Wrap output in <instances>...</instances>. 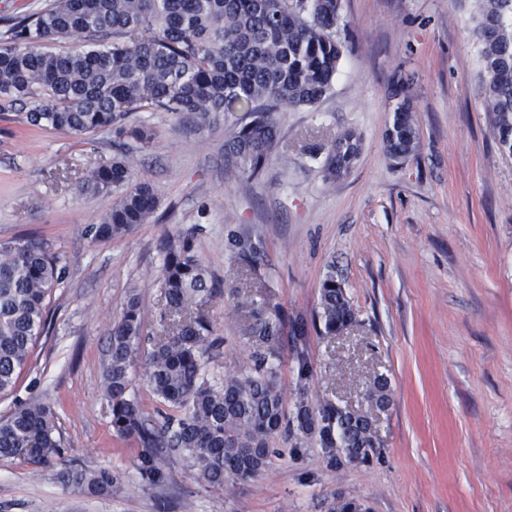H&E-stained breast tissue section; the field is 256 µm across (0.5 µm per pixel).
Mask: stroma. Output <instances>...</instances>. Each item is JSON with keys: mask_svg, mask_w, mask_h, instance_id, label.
Wrapping results in <instances>:
<instances>
[{"mask_svg": "<svg viewBox=\"0 0 512 512\" xmlns=\"http://www.w3.org/2000/svg\"><path fill=\"white\" fill-rule=\"evenodd\" d=\"M336 38L344 57L330 96L312 108L277 113V145L261 176L246 179L224 153L245 120L225 112L209 123L171 112H137L151 127L141 164L160 198L151 223L95 242L84 228L112 195H76L83 169L132 147L102 132L86 139L32 127L25 107L0 115V242L40 238L60 258L63 282L51 323L0 418L22 403L54 407L63 453L40 473L0 460V512H328L336 494L367 512H512V157L502 154L476 95L480 46L476 0H341ZM406 82L421 133L417 154L390 158L384 136L392 92ZM361 140L349 175L326 186L314 145L345 131ZM189 232L221 287L209 308L217 346L205 376L220 385L246 369L255 350L243 298L261 293L284 317L279 384L296 400L295 361L313 367L310 397L347 408L385 375L391 404L375 418L377 453L365 463L328 466L321 449L281 431L260 477L218 489L196 480L180 457L169 480L142 486L139 447L112 429L102 389L105 325L129 292L141 301L146 334L166 306L160 285L165 236ZM258 248L256 267L231 243ZM355 312L336 336L309 330L298 345L292 324L313 322L327 277ZM146 343L135 347L130 394L150 419L173 409L142 377ZM106 468L111 492L92 495L62 482L71 466Z\"/></svg>", "mask_w": 512, "mask_h": 512, "instance_id": "1", "label": "stroma"}]
</instances>
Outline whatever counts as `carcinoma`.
I'll return each mask as SVG.
<instances>
[{
	"label": "carcinoma",
	"instance_id": "carcinoma-1",
	"mask_svg": "<svg viewBox=\"0 0 512 512\" xmlns=\"http://www.w3.org/2000/svg\"><path fill=\"white\" fill-rule=\"evenodd\" d=\"M478 2L481 93L492 139L511 156L512 0ZM339 21L340 0H53L49 8L14 22L0 40V112L29 102L31 126L80 138L112 130L143 148L154 133L127 124L134 112H186L205 121L237 109L248 113L249 122L225 140L224 151L254 179L276 146L275 113L312 107L331 93L343 55L336 41ZM89 37L101 45L49 48ZM392 97L386 152L402 159L418 149L420 129L404 91L397 89ZM360 152V139L346 131L312 158L321 159L323 181L333 184L348 175ZM75 189L80 195L118 192L112 206L85 227L94 241L150 223L157 209L156 190L132 148L81 172ZM161 250L166 308L161 329L149 339L143 378L159 399L180 411L178 419L156 423L129 397L134 345L144 332L139 297L130 296L107 328L111 350L103 385L112 404V429L140 445L136 469L142 485L167 483L164 453L170 451L187 459L192 475L212 487L253 480L269 464L270 437L283 427L300 435L297 442L321 448L338 468L373 456L377 440L366 412L309 398L312 368L302 352L296 358L294 410L286 411L277 382L281 316L261 296L242 307L251 316L254 343L264 351L252 356L247 370L224 375L219 387L211 385L204 363L216 338L206 307L217 289L191 236H168ZM61 283L59 258L43 241L0 244V395L14 390L33 356ZM319 305L326 335L354 320L332 277L322 283ZM368 392L379 406H389L385 377H375ZM61 448L57 414L49 405L30 403L0 421V458L28 464L34 474L60 456ZM116 480L102 469L64 473V481L92 494L112 491ZM329 512H364V506L338 494Z\"/></svg>",
	"mask_w": 512,
	"mask_h": 512
}]
</instances>
